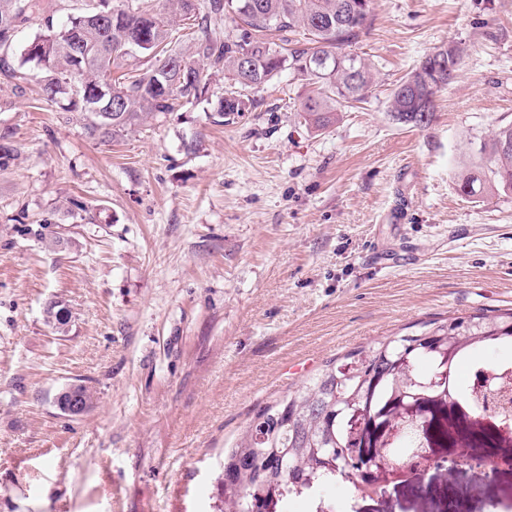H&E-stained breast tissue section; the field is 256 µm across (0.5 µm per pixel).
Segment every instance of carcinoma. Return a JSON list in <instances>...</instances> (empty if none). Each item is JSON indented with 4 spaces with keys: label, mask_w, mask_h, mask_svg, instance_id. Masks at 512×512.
<instances>
[{
    "label": "carcinoma",
    "mask_w": 512,
    "mask_h": 512,
    "mask_svg": "<svg viewBox=\"0 0 512 512\" xmlns=\"http://www.w3.org/2000/svg\"><path fill=\"white\" fill-rule=\"evenodd\" d=\"M52 0H0V75L17 88L36 81L42 100L59 104L82 122L87 136L107 142L134 131L149 117L208 99L216 75L230 82L216 114L231 119L248 111L242 91L260 88L286 70L309 81L301 104L304 125L324 132L337 112L364 99L371 66L349 51L367 28L371 0H87L59 26ZM45 27L13 63L16 32L34 18ZM189 21L192 46L169 48L170 26ZM231 18L236 31L225 28ZM440 60L422 61L391 94L389 112L426 126L434 112H416L434 94L436 67L459 70L464 48L456 42L436 50ZM32 63L39 75L23 67ZM137 74L112 72L132 64ZM479 161L458 172L468 197L502 189L512 192V124L500 126L478 149ZM17 150L0 134V168ZM47 322L65 331L70 316L61 304ZM493 343L512 344V309L422 321L395 336L358 346L332 358L313 377L264 406L224 450L217 477L224 512H289L288 495L345 476L354 483L366 467V439L376 438L379 457L392 454L373 423L400 422L419 395L442 394L470 407L451 385L452 364Z\"/></svg>",
    "instance_id": "cac0c4a2"
}]
</instances>
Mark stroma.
I'll return each instance as SVG.
<instances>
[{
	"label": "stroma",
	"mask_w": 512,
	"mask_h": 512,
	"mask_svg": "<svg viewBox=\"0 0 512 512\" xmlns=\"http://www.w3.org/2000/svg\"><path fill=\"white\" fill-rule=\"evenodd\" d=\"M466 55L430 124L392 90L448 42ZM366 99L323 134L287 70L224 125L208 102L108 143L0 79V512H214L224 451L326 361L418 321L512 308V192L455 171L512 123V0H372ZM66 231L67 249L40 231ZM62 300L65 332L44 314ZM95 393L69 418L66 384ZM360 512H491L512 494L456 467ZM54 403L62 414L71 418L81 417L92 408L83 386L79 383L66 385L55 395Z\"/></svg>",
	"instance_id": "35a3bbf8"
}]
</instances>
